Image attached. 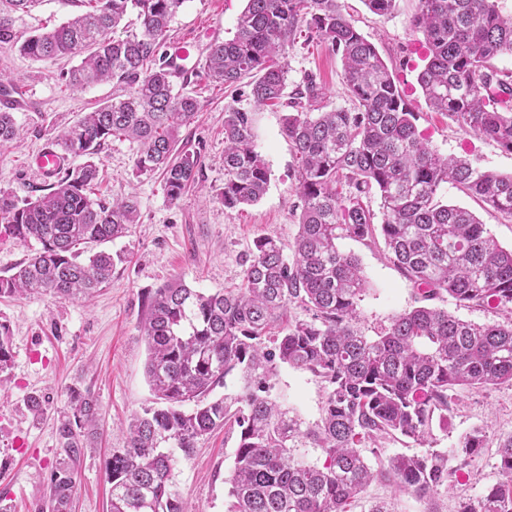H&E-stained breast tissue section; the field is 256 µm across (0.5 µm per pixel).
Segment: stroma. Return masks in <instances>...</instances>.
I'll return each instance as SVG.
<instances>
[{
  "label": "stroma",
  "instance_id": "stroma-1",
  "mask_svg": "<svg viewBox=\"0 0 512 512\" xmlns=\"http://www.w3.org/2000/svg\"><path fill=\"white\" fill-rule=\"evenodd\" d=\"M341 5L392 67L406 103L417 114L419 131L433 148L469 158L483 169L512 174V153L459 128L448 115L432 110L422 95L417 75L426 50L422 34L412 25L418 0H395L386 16L372 13L364 0H341ZM244 7L245 0H185L168 40L188 36L203 48L232 37ZM81 11L79 0H40L32 11L15 14V27L23 33L51 28ZM72 65L69 59L40 61L0 46V72L15 78L30 99L28 109L14 113L19 139L0 148V189L18 199L36 197L44 186L30 166L31 155L81 113L123 93L122 85L112 81L80 91L68 89L61 75ZM288 68L289 86L315 78L324 91L322 109L350 107L342 62L326 45L298 33L288 51ZM192 88L200 93L198 114L181 128L180 137L200 150L203 176L178 201L168 200L161 177L136 176V144L113 139L95 158L102 176L100 194L135 195L139 210L138 224L109 245L110 251L128 256L118 265L111 285L86 301L49 295L0 298V322L9 328L12 353L9 368L0 374V512H37L43 505L50 473L62 456L57 428L70 411L71 388L91 392L99 406L98 436L75 465L72 512H107L106 463L113 449L125 445V422L154 404L145 375L147 346L140 332L143 294L174 278L212 292L230 286L240 281L256 238L268 236L289 244L297 235L298 161L282 132L285 108L254 107L244 83L233 89L210 88L201 77ZM229 104L252 112L254 142L271 171L263 198L234 212L210 198L224 185V108ZM444 195L449 203L472 211L503 247L512 248V217L451 186L445 187ZM340 247L358 256L369 282L360 304L366 335L417 306L416 288L388 260L383 241L345 239ZM272 384L303 419L318 418L322 391L311 374L284 368ZM32 395L49 400L42 417H33L26 406ZM477 427L485 430L489 445L472 458L455 491L442 490L426 500L374 483L367 488L366 499L386 500L394 512H456L459 498L477 497L499 480L496 445L512 434L511 386L461 392L447 429L434 430L433 446L448 450ZM237 444V430L223 428L199 440L189 454H178L174 488L196 512H224V479Z\"/></svg>",
  "mask_w": 512,
  "mask_h": 512
}]
</instances>
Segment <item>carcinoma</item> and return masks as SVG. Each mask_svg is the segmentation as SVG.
I'll use <instances>...</instances> for the list:
<instances>
[{
    "label": "carcinoma",
    "instance_id": "cac0c4a2",
    "mask_svg": "<svg viewBox=\"0 0 512 512\" xmlns=\"http://www.w3.org/2000/svg\"><path fill=\"white\" fill-rule=\"evenodd\" d=\"M37 0H0V45L52 61L83 55L62 75L74 91L111 79L125 94L86 112L54 145L86 161L64 168L48 192L20 202L0 189L5 233L38 248L0 277V297L34 293L87 297L112 283L119 252L98 246L127 236L137 222L133 197L97 195L94 157L107 140L137 144L136 175H163L178 200L202 175L201 152L178 146L198 99L176 86L160 49L185 0H81L85 11L48 30L22 34L14 12ZM139 27L113 32L128 13ZM414 26L427 50L417 81L427 103L466 131L512 153V71L494 60L512 55V15L496 0H419ZM306 30L341 54L351 108L312 112L315 79L287 92L288 48ZM208 81L226 88L249 79L256 107L286 104L283 133L299 160L298 235L291 246L258 237L239 284L214 292L173 281L144 295L140 330L146 376L157 406L128 424L126 446L106 465L110 512H188L174 489L177 458L227 425L239 443L225 482L226 512H348L374 481L397 483L430 498L457 482L486 447L485 431L461 436L454 448H431L433 426L448 429L461 389L512 386V249L503 248L476 216L443 200L452 184L494 210L512 215V175L443 156L416 126L394 75L343 13L339 0H246L232 38L210 45ZM19 135L0 111V146ZM270 169L254 145L251 113L224 108V210L258 202ZM380 196L381 222L363 203ZM382 236L389 258L420 298L444 295L459 306L493 309L505 321L477 324L447 310L419 306L395 316L374 338L362 333L360 302L367 281L358 259L338 241ZM296 306L306 319L288 315ZM9 327L0 322V372L9 366ZM319 379L320 417L309 422L272 396L280 369ZM236 374L242 386L217 394ZM72 416L58 427L64 458L49 477L52 512H70L77 484L72 462L90 445L98 403L68 391ZM401 437L420 453L384 455ZM372 445L375 464L361 445ZM502 479L459 512H512V435L500 440ZM456 465L448 466V458Z\"/></svg>",
    "mask_w": 512,
    "mask_h": 512
}]
</instances>
